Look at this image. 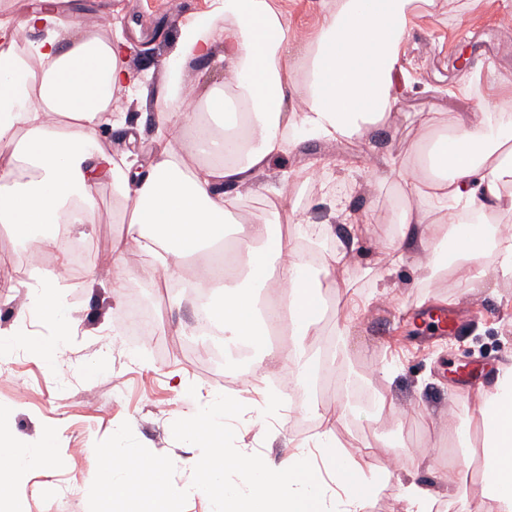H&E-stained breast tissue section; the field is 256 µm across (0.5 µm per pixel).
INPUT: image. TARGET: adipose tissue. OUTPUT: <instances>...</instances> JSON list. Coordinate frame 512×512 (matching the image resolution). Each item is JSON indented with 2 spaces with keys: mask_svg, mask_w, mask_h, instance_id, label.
I'll return each mask as SVG.
<instances>
[{
  "mask_svg": "<svg viewBox=\"0 0 512 512\" xmlns=\"http://www.w3.org/2000/svg\"><path fill=\"white\" fill-rule=\"evenodd\" d=\"M435 5L436 0H336L324 5L318 32L304 42L275 0H210L209 11L180 23L165 80L153 91L146 77L129 69L123 38L100 37L64 19L59 0H41L16 20L31 34L23 52H0V225L37 250L57 248L54 227L78 231L96 224L99 187L111 181L124 226L112 243L114 262L136 245L145 256L136 275L166 284L179 279L185 264L200 260L211 268L229 227L237 226L233 275L212 272L195 283L197 292L210 297L211 327L227 341L258 346L268 332L269 313L277 312L288 320L290 359L302 373L318 374L324 362L309 355L306 342L321 320L323 302L318 284L303 275L301 257L283 259L292 246L279 221L287 208L282 193L270 199L272 220L245 223L233 215L272 162L296 146L298 135L349 139L384 124L412 18ZM193 61L224 70L223 86L199 101L195 120L183 110ZM120 91L133 100L152 95L158 102L148 170L97 143L102 124L125 121L110 112ZM188 126L193 140L182 154L175 143ZM508 132L511 112L484 109L460 117L451 135L430 144L420 165L430 191L397 213L399 232L388 242L394 265L419 247L432 254L428 274L455 270L469 288L491 269L512 276V237L490 238L488 228L492 213L512 212V163L500 157ZM451 241L458 251L449 262L438 252ZM57 286V275L38 276L26 309L17 314L16 330L0 335L1 351L26 338L27 314L62 328L73 324L54 295ZM480 398L486 407L480 446L463 464L441 473L444 501L456 512H470L459 475L462 465L476 463L486 474L487 512H512V363L500 367L494 387ZM235 412L233 401H217L186 429L212 450L215 512H364L378 481L336 438L334 424L344 408L319 411L326 427L316 449H298L273 467L244 450L225 457L224 423ZM100 456L101 472L91 479L100 512H114L133 499L143 501L145 512H177L166 493V465L138 460L131 450L104 448ZM56 457L52 436L21 446L0 423V475L13 477ZM229 468L240 482H225ZM403 498L405 512H438L444 502L413 482L404 486Z\"/></svg>",
  "mask_w": 512,
  "mask_h": 512,
  "instance_id": "adipose-tissue-1",
  "label": "adipose tissue"
}]
</instances>
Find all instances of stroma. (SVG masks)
Segmentation results:
<instances>
[{
    "label": "stroma",
    "mask_w": 512,
    "mask_h": 512,
    "mask_svg": "<svg viewBox=\"0 0 512 512\" xmlns=\"http://www.w3.org/2000/svg\"><path fill=\"white\" fill-rule=\"evenodd\" d=\"M69 6L102 35H122L129 67L154 89L163 82V61L180 23L209 9L208 0H70ZM504 14L512 16V0H447L443 13L415 16L384 127L350 139H302L260 177L245 204L248 218L263 220L271 215L267 190L284 191L297 218L335 224L340 239L350 231L334 221L335 199L368 219L349 264L331 273L337 289L321 291L328 328L345 322L350 301L362 304L344 338L347 370L358 377L359 392H333L324 404L348 402L351 414L337 425V438L364 470L388 472L365 512H405L402 489L412 480L438 490L437 471L455 425L479 408L470 380L494 382L498 368L512 359V277L491 271L472 289L452 276L429 281L423 277L427 252L412 250L395 268L382 246L395 230L398 204L416 199L406 176L415 170V143L424 134L418 113H435L433 132L445 135L458 115L479 106L512 111V87L497 84L499 74L512 71V30L496 25ZM112 109L126 120L101 134L100 148L147 166L154 100L121 99ZM366 157L395 158L398 171L370 185ZM388 267L392 276L380 280ZM111 284L99 270L64 274L55 294L76 319L67 335L31 318L36 341L61 342L56 365L24 345L0 357L10 376L0 384V419L18 444L38 443L49 433L58 449L57 464L26 472L12 486L27 512H96L90 479L107 447L133 448L167 464L166 491L179 512H210L200 467L211 450L184 430L193 415L221 398L241 408L227 427L224 451L230 456L247 450L275 465L322 431L306 413L310 397L273 410L259 387L225 388L226 378L245 375L252 353L225 347L220 336L198 342V301L190 290L150 286L157 331L136 341L118 329L127 298L113 296ZM443 311L464 316L452 333L430 324L431 315ZM390 448L397 449L396 460H389Z\"/></svg>",
    "instance_id": "obj_1"
}]
</instances>
